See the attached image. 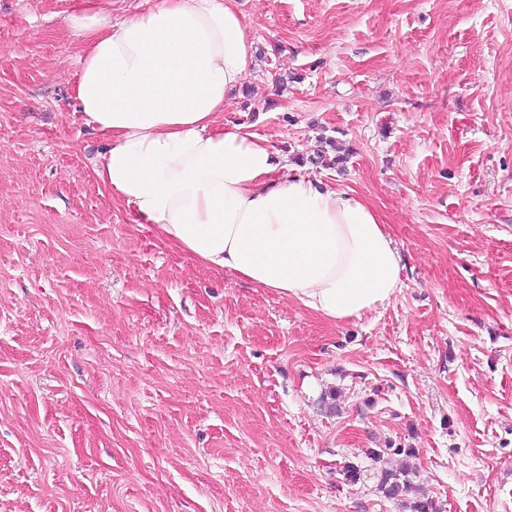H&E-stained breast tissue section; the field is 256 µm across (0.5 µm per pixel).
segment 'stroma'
Instances as JSON below:
<instances>
[{
  "label": "stroma",
  "instance_id": "1",
  "mask_svg": "<svg viewBox=\"0 0 512 512\" xmlns=\"http://www.w3.org/2000/svg\"><path fill=\"white\" fill-rule=\"evenodd\" d=\"M90 7L0 0V512H406L342 475L387 445L440 512H512V0H239L258 65L221 128L401 255L343 323L100 186L63 23Z\"/></svg>",
  "mask_w": 512,
  "mask_h": 512
}]
</instances>
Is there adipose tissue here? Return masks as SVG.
Returning <instances> with one entry per match:
<instances>
[{
  "instance_id": "obj_1",
  "label": "adipose tissue",
  "mask_w": 512,
  "mask_h": 512,
  "mask_svg": "<svg viewBox=\"0 0 512 512\" xmlns=\"http://www.w3.org/2000/svg\"><path fill=\"white\" fill-rule=\"evenodd\" d=\"M67 25L82 45L75 98L108 142L93 172L136 223L335 323L389 303L401 258L372 207L217 127L256 65L238 0H153L118 21L103 6Z\"/></svg>"
}]
</instances>
